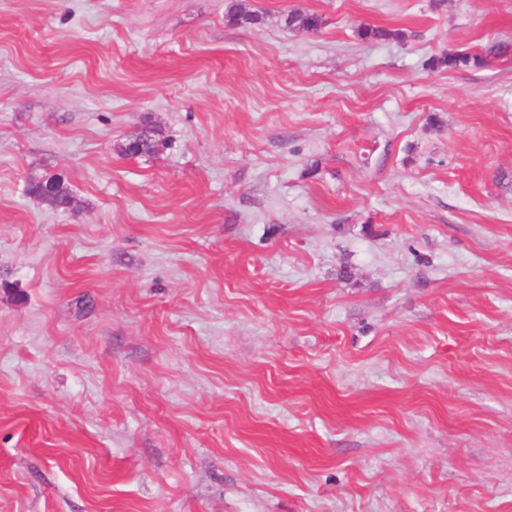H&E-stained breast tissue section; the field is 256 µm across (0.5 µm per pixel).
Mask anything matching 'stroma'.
Wrapping results in <instances>:
<instances>
[{
  "label": "stroma",
  "instance_id": "obj_1",
  "mask_svg": "<svg viewBox=\"0 0 512 512\" xmlns=\"http://www.w3.org/2000/svg\"><path fill=\"white\" fill-rule=\"evenodd\" d=\"M228 2L0 0V512H512V0ZM285 23L289 27L316 32L320 29L322 20L314 13L296 9L287 15ZM156 134H158V131L155 128H150L148 131L146 130L129 140L128 142H133L134 144L129 145L126 149L123 147L122 151L127 156L158 153L165 144L155 138Z\"/></svg>",
  "mask_w": 512,
  "mask_h": 512
}]
</instances>
